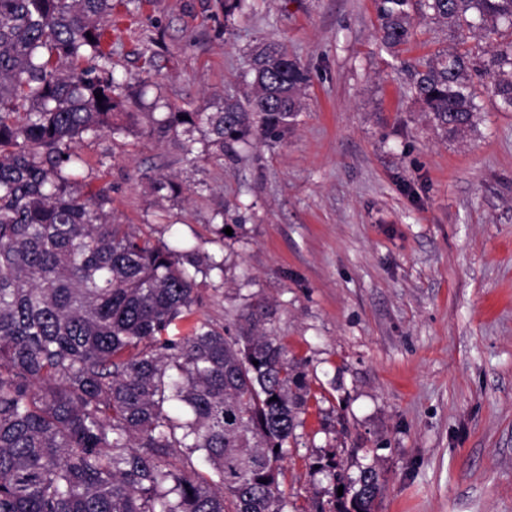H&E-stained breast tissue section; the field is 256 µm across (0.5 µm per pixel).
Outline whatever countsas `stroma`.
I'll return each mask as SVG.
<instances>
[{
  "instance_id": "35a3bbf8",
  "label": "stroma",
  "mask_w": 512,
  "mask_h": 512,
  "mask_svg": "<svg viewBox=\"0 0 512 512\" xmlns=\"http://www.w3.org/2000/svg\"><path fill=\"white\" fill-rule=\"evenodd\" d=\"M415 24L394 57L374 0H246L229 21L221 0H118L129 95L216 111L277 42L310 75L304 110L233 160L136 127L77 147L118 222L223 261L196 317L273 331L305 372L287 512L332 499L311 469L330 459L380 473L377 512H512V112L486 95L476 131L437 130L406 65L451 40Z\"/></svg>"
}]
</instances>
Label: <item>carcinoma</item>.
I'll use <instances>...</instances> for the list:
<instances>
[{"label":"carcinoma","instance_id":"1","mask_svg":"<svg viewBox=\"0 0 512 512\" xmlns=\"http://www.w3.org/2000/svg\"><path fill=\"white\" fill-rule=\"evenodd\" d=\"M112 9L0 0V512H286L279 477L303 372L268 331L232 335L208 319L176 331L201 303L197 278L223 262L112 220L107 190L77 178L80 141L140 116L105 50ZM376 11L393 53L418 13L453 32V50L407 66L412 97L447 136L477 128L481 88L512 112V0H376ZM476 32L496 43L469 45ZM308 81L273 44L253 57L244 97L149 112L147 133L186 155L197 143L234 155L288 131ZM319 470L349 499L337 512H376L375 469Z\"/></svg>","mask_w":512,"mask_h":512}]
</instances>
